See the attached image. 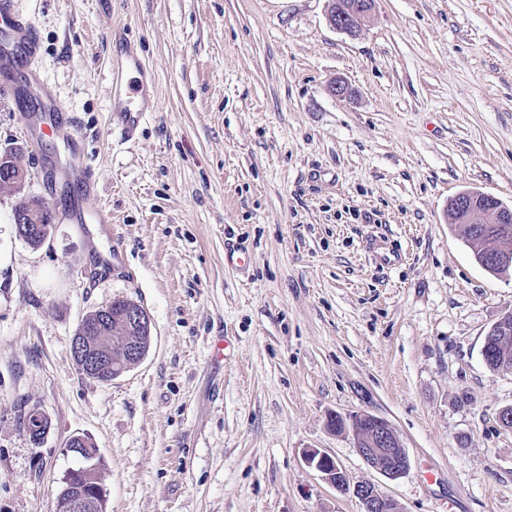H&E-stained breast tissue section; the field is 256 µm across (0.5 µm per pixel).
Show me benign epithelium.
I'll list each match as a JSON object with an SVG mask.
<instances>
[{"mask_svg": "<svg viewBox=\"0 0 512 512\" xmlns=\"http://www.w3.org/2000/svg\"><path fill=\"white\" fill-rule=\"evenodd\" d=\"M327 20L329 25L340 32L354 36L370 21L376 0H328ZM26 180V172L13 159L0 160V187L19 188ZM450 212L458 224H511L512 206L503 204L497 198L481 191L468 190L458 193L448 203ZM55 214L45 209L32 208L14 214L16 235L25 240L36 233L40 225L54 222ZM489 259L501 264L512 265V248H504L496 242L489 243ZM113 320L112 305L96 310V318L87 324L84 334L76 336L72 353L78 366L90 372H101L112 368V354L100 343L98 333ZM112 334L126 337L123 362L118 369L126 371L139 364L146 355L135 336L151 335L150 316L145 308L128 306L119 317ZM332 420L344 430H350L356 438L357 448L367 464L376 472L396 479L409 467L405 448L392 427L385 419L361 412L349 417L335 415ZM305 462L315 467L322 478L340 493L352 492L361 512H399L397 502L382 493L371 482L351 484L341 469L333 470L328 465V455L316 449L303 452Z\"/></svg>", "mask_w": 512, "mask_h": 512, "instance_id": "obj_1", "label": "benign epithelium"}]
</instances>
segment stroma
I'll return each instance as SVG.
<instances>
[{
  "label": "stroma",
  "instance_id": "35a3bbf8",
  "mask_svg": "<svg viewBox=\"0 0 512 512\" xmlns=\"http://www.w3.org/2000/svg\"><path fill=\"white\" fill-rule=\"evenodd\" d=\"M17 2L112 238L69 220V150L37 138L16 94L40 88L7 74L0 152L26 181L0 189V512H55L75 436L99 450L106 512H359L308 448L401 512H512V370L481 355L512 277L447 221L468 189L512 205V0H378L355 36L326 0ZM122 33L157 101L126 143L107 116ZM30 196L55 213L37 248L13 224ZM230 244L246 269L225 263ZM110 245L116 269L92 282ZM118 298L148 311L151 346L102 384L72 340ZM34 405L52 423L38 445L20 420ZM363 411L396 429L402 477L328 427ZM327 454L318 451L317 449H306L303 452L305 462L314 466L317 471L321 473L322 478L331 486L336 488L340 493H347L351 489V482L343 470L336 464V470H332L328 463ZM342 476L339 478V476Z\"/></svg>",
  "mask_w": 512,
  "mask_h": 512
}]
</instances>
